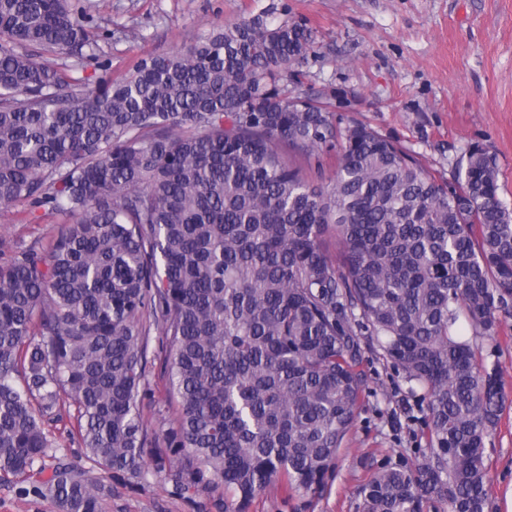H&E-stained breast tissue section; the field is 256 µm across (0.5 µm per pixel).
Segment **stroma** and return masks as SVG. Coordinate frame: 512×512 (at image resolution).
Instances as JSON below:
<instances>
[{
	"label": "stroma",
	"instance_id": "obj_1",
	"mask_svg": "<svg viewBox=\"0 0 512 512\" xmlns=\"http://www.w3.org/2000/svg\"><path fill=\"white\" fill-rule=\"evenodd\" d=\"M101 36L113 77L130 76L145 57L243 17L271 14L313 32L296 68L292 95L323 102L337 123L358 122L396 142L436 177L451 180L472 143L486 145L499 172V196L512 207V0H80ZM111 40H104V32ZM58 219L34 222L25 204L0 213V263L12 248L48 242ZM366 387L355 423L322 495L281 483L249 512H361L359 490L381 467L423 461L427 412L420 392L378 347L362 340ZM478 355L497 369L505 408L486 445L491 512H506L512 491V318ZM208 493L176 496L171 475L151 474L143 489L113 484L104 512H213Z\"/></svg>",
	"mask_w": 512,
	"mask_h": 512
}]
</instances>
